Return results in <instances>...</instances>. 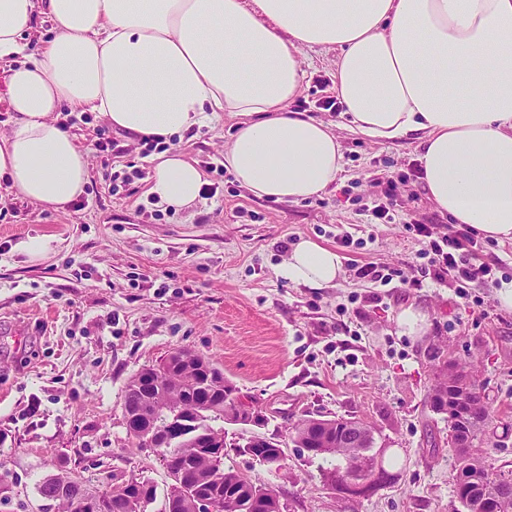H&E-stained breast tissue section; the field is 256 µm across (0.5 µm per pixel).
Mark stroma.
<instances>
[{
    "mask_svg": "<svg viewBox=\"0 0 512 512\" xmlns=\"http://www.w3.org/2000/svg\"><path fill=\"white\" fill-rule=\"evenodd\" d=\"M303 60L291 108L338 124L344 155L336 182L318 196L282 203L241 188L224 166L238 119L221 112L171 142L215 196L180 211L157 207L141 140L114 129L115 147L101 151L104 124L93 114L71 127L91 180L67 211L0 203V512H62L38 492L59 475L90 490L152 481L158 495L146 512H161L170 477L158 452L129 434L124 398L138 370L179 347L222 367L262 411L256 428L225 423L224 464L274 489L288 512H462L448 422L426 399L441 356L477 363L495 410L482 448L492 468L512 470V310L494 296L512 278V242L484 241L492 271L462 294L428 276L408 225L365 223L360 206L391 181L412 220L456 229L412 175L417 140L374 141L320 108L335 93L336 53ZM134 168L140 178L124 183ZM303 237L342 256L335 287L282 275ZM33 239L45 244L35 256L23 248ZM369 263L422 285L379 286L359 275ZM411 303L429 315L419 338L396 325ZM308 417L368 422L394 481L359 501L340 499L320 474L334 459H310L289 440ZM255 433L283 441L281 465L238 451Z\"/></svg>",
    "mask_w": 512,
    "mask_h": 512,
    "instance_id": "obj_1",
    "label": "stroma"
}]
</instances>
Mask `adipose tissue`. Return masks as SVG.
<instances>
[{
    "label": "adipose tissue",
    "mask_w": 512,
    "mask_h": 512,
    "mask_svg": "<svg viewBox=\"0 0 512 512\" xmlns=\"http://www.w3.org/2000/svg\"><path fill=\"white\" fill-rule=\"evenodd\" d=\"M53 36L33 48L37 16ZM336 51L343 115L365 137L420 145L429 200L481 237L512 241V0H0V181L29 203L66 210L89 179L85 151L60 121L98 113L109 127L170 142L213 112L240 123L224 165L254 197L319 195L342 169L333 124L289 109L303 50ZM156 205L196 204L202 171L158 155ZM289 281L330 288L341 256L303 238Z\"/></svg>",
    "instance_id": "obj_1"
}]
</instances>
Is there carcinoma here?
Instances as JSON below:
<instances>
[{"label":"carcinoma","instance_id":"1","mask_svg":"<svg viewBox=\"0 0 512 512\" xmlns=\"http://www.w3.org/2000/svg\"><path fill=\"white\" fill-rule=\"evenodd\" d=\"M204 358L197 356L189 359L185 368L177 374L164 375L159 383L161 390V406L155 413L145 417H132L127 422L128 432L137 429L152 428L157 432H171L188 424L195 432V439L184 443L179 448H164L162 456L170 454L179 459L178 469L192 492H206L224 499L222 512H243L242 501L234 500L224 494V486H234L266 495L271 489L245 476L230 467L224 466V457L212 455L205 442L215 436L224 435V429L209 424L211 420L237 421L232 414L234 405L226 400L224 389L206 382L201 373L199 363ZM457 367L474 377L473 411L474 421L471 434L474 445L465 454L458 455L453 478L454 489L469 487L468 495L460 499L465 512H482L483 505L490 501L503 500L512 508V471L495 472L496 481L484 485H474L470 478L475 474H483L491 467L486 463L480 445L486 436L492 419L491 409L482 394L479 379L471 363H459ZM454 376L438 369L429 388L427 399L436 413H441L437 400L447 394L448 383ZM179 410L180 416L172 419L171 413ZM336 429L334 419L304 418L292 427V436L311 442L320 441L329 431ZM374 448H347L345 446L326 448L321 458L336 459L334 467L323 471L324 481L344 498L356 499L368 497L377 489L394 480L395 475L384 467L374 468ZM44 497L54 498L67 506V512H74L73 501L77 496L85 494L83 485L70 477H57L48 480L39 487ZM157 496V487L153 483L142 480L136 486L135 498H130L124 486L112 489V500L109 512H144L146 503Z\"/></svg>","mask_w":512,"mask_h":512}]
</instances>
